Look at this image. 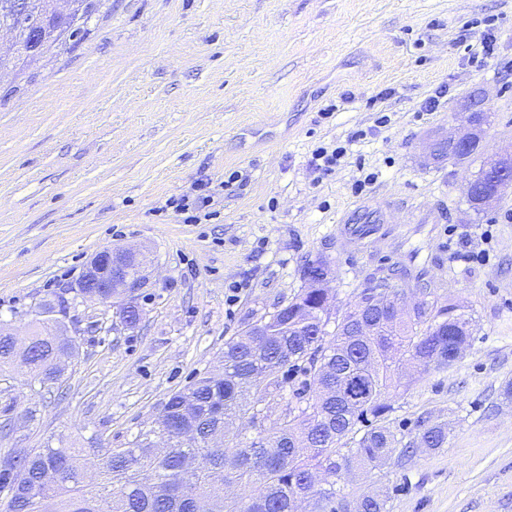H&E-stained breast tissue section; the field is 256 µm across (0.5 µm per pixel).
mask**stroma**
<instances>
[{"instance_id": "35a3bbf8", "label": "stroma", "mask_w": 512, "mask_h": 512, "mask_svg": "<svg viewBox=\"0 0 512 512\" xmlns=\"http://www.w3.org/2000/svg\"><path fill=\"white\" fill-rule=\"evenodd\" d=\"M488 27L477 69L469 48ZM482 90L487 155L512 145V0H100L80 37L0 73V325L26 333L38 304L64 298L79 334L53 392L0 373V458L58 438L130 447L174 392L220 367L227 339L304 288V261L326 263L341 311L402 266L397 288L424 275L478 321L462 358L390 399L400 443L426 418L448 441L353 468L341 494L385 490L387 512H512V190L478 214L463 198L478 163L419 161ZM343 144L331 173L314 169L316 148ZM202 190L196 223L166 206ZM361 205L400 234L398 255L342 243L336 228L363 223ZM417 207L449 219L430 229ZM118 246L140 249L150 273L132 329L70 292Z\"/></svg>"}]
</instances>
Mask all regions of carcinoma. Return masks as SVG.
Listing matches in <instances>:
<instances>
[{"label":"carcinoma","mask_w":512,"mask_h":512,"mask_svg":"<svg viewBox=\"0 0 512 512\" xmlns=\"http://www.w3.org/2000/svg\"><path fill=\"white\" fill-rule=\"evenodd\" d=\"M68 14L54 0H0V24L17 36L15 53L0 57V69L20 65L31 50L29 28L45 32L42 50L74 37L93 0H76ZM500 178L477 176L465 199L495 195ZM389 279L371 281L355 302L327 323L333 295L327 288H303L274 312L262 316L258 329L245 328L224 343V367L197 378L171 395L155 424L142 430L129 448H95L97 479L88 482L80 457L83 448L64 440L42 448H13L0 469V484L10 495L0 512H40L52 501L55 512H336L342 503L338 481L353 465L377 466L396 450L393 431L377 424L391 410L390 391L405 372L404 364L423 369L450 366L466 351L477 327L473 312L443 302L429 284V296L401 316L390 312L384 289ZM374 322L376 335L358 336V314ZM26 365L32 377L57 378L47 368L52 358L71 355L62 323H42L30 338ZM299 387L287 394L294 375ZM276 419H271V416ZM247 419L254 435L230 446L210 442L209 433L229 431L232 421ZM167 437L170 448L156 454L153 440ZM419 445L440 448L448 431L429 423ZM341 461H336V457ZM361 512H386V495L364 497Z\"/></svg>","instance_id":"obj_1"}]
</instances>
